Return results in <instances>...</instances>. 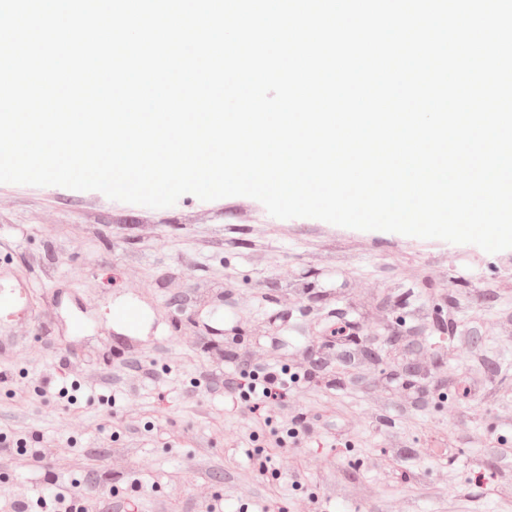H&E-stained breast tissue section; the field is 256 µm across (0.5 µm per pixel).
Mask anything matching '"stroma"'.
Listing matches in <instances>:
<instances>
[{"mask_svg": "<svg viewBox=\"0 0 512 512\" xmlns=\"http://www.w3.org/2000/svg\"><path fill=\"white\" fill-rule=\"evenodd\" d=\"M4 263L41 308L0 358V433L27 449L0 452V508L76 479L88 512H512V249L278 219L244 196L152 209L0 183ZM445 297L457 329L419 356L421 384L449 379L441 407L358 361L249 424L224 395L242 350L299 365L312 345L336 354L333 310L413 327ZM290 417L311 434L276 447Z\"/></svg>", "mask_w": 512, "mask_h": 512, "instance_id": "35a3bbf8", "label": "stroma"}]
</instances>
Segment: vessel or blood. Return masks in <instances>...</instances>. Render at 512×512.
<instances>
[{"label":"vessel or blood","instance_id":"b4317fda","mask_svg":"<svg viewBox=\"0 0 512 512\" xmlns=\"http://www.w3.org/2000/svg\"><path fill=\"white\" fill-rule=\"evenodd\" d=\"M36 299L29 280L12 269L0 266V356L11 352L14 322L34 317Z\"/></svg>","mask_w":512,"mask_h":512}]
</instances>
